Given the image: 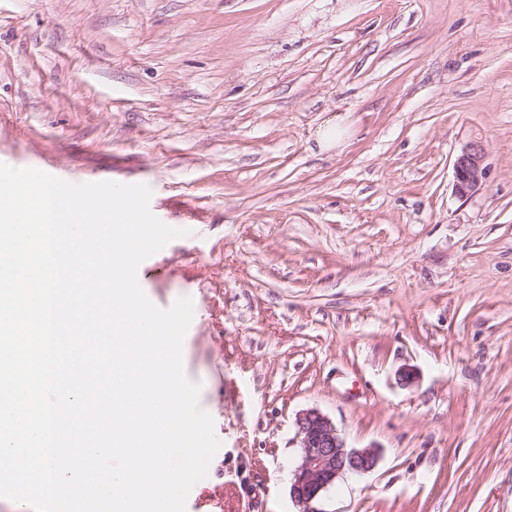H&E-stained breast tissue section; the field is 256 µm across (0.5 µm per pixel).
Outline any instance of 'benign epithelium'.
I'll return each instance as SVG.
<instances>
[{
  "label": "benign epithelium",
  "instance_id": "1",
  "mask_svg": "<svg viewBox=\"0 0 512 512\" xmlns=\"http://www.w3.org/2000/svg\"><path fill=\"white\" fill-rule=\"evenodd\" d=\"M485 149L479 143L466 146L453 163L454 189L461 198L477 192L485 175ZM296 441L301 455L291 485V496L302 512H318L314 504L345 475L373 470L378 453L373 448H352L321 412L310 409L296 417Z\"/></svg>",
  "mask_w": 512,
  "mask_h": 512
}]
</instances>
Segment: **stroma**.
<instances>
[{"mask_svg": "<svg viewBox=\"0 0 512 512\" xmlns=\"http://www.w3.org/2000/svg\"><path fill=\"white\" fill-rule=\"evenodd\" d=\"M0 163L184 230L138 278L193 300L187 512H300L307 409L379 454L318 512H512V0H0ZM345 128L338 122L327 121L325 125L318 127L314 133V139L320 147H339L345 137ZM485 149L479 143L466 146L453 163L454 189L461 198L477 192L485 175Z\"/></svg>", "mask_w": 512, "mask_h": 512, "instance_id": "stroma-1", "label": "stroma"}]
</instances>
